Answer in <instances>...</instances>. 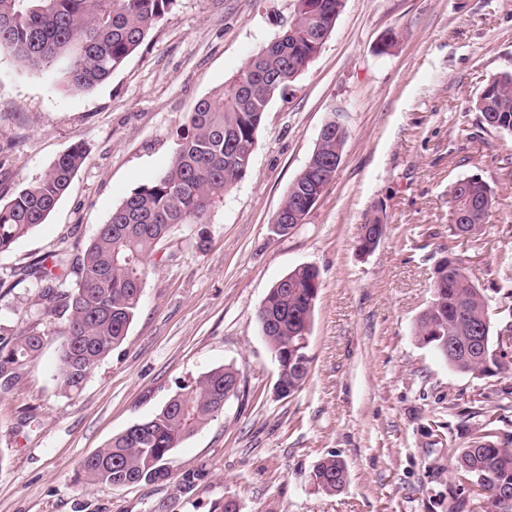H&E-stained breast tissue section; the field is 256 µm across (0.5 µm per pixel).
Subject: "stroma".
Masks as SVG:
<instances>
[{"mask_svg": "<svg viewBox=\"0 0 512 512\" xmlns=\"http://www.w3.org/2000/svg\"><path fill=\"white\" fill-rule=\"evenodd\" d=\"M296 0H173L163 21L90 91L0 51V202L44 176L72 146L86 150L44 224L0 256V334L43 316L19 268L84 247L113 207L169 166L177 127L250 56L280 35ZM512 73V0H343L309 67L268 105L246 176L210 214L172 235L149 262L124 342L82 388L56 381L55 341L0 395V512H448L455 460L482 414L512 435V370L475 377L414 335L433 268L453 248L500 322L512 318V137L473 103L489 78ZM346 138L333 181L304 223L272 221L312 156L324 124ZM479 177L497 203L480 247L453 234L448 190ZM379 245L362 253V226ZM300 265L321 288L310 370L294 395L275 393L278 366L256 311ZM233 366L237 396L175 448L170 478L90 485L82 460L156 413L204 372ZM446 425L443 443L428 435ZM337 456L348 481L317 489L313 467ZM192 473V491L179 483Z\"/></svg>", "mask_w": 512, "mask_h": 512, "instance_id": "1", "label": "stroma"}]
</instances>
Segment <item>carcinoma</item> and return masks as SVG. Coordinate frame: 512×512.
Listing matches in <instances>:
<instances>
[{
    "label": "carcinoma",
    "mask_w": 512,
    "mask_h": 512,
    "mask_svg": "<svg viewBox=\"0 0 512 512\" xmlns=\"http://www.w3.org/2000/svg\"><path fill=\"white\" fill-rule=\"evenodd\" d=\"M294 23L252 55L216 94L200 100L177 128V148L168 169L112 209L108 221L75 254L55 253L20 268V281L37 289L47 320L31 323L17 336H0V391H10L21 370L58 337L56 380L75 392L90 372L123 343L141 301L146 262L180 224H205L210 212L248 172L250 149L271 101L313 62L326 32L333 30L342 0H302ZM172 0H0V49L20 64L58 67L69 89L91 90L106 81L160 23ZM489 127L512 134V74L493 77L475 102ZM345 135L319 140L308 164L291 183L274 231L293 225L283 216L302 208L310 189L321 194L330 183ZM84 159L80 145L61 155L36 183L0 203V256L44 223ZM455 229L474 246L495 207L490 187L477 177L457 180L450 190ZM433 296L418 317L414 336L460 373L487 375L512 367L493 336H501L480 289L461 273L457 258L444 255L433 269ZM321 287L311 265L275 283L259 305L258 323L278 365L276 384L286 396L308 377L309 335ZM238 370L213 368L189 389L172 396L154 415L112 437L86 458L82 470L93 485L150 484L169 477L173 449L222 413L239 387ZM462 497L448 512H512L500 493H512V439L501 437L487 415L470 445L456 457ZM344 462L319 461L310 481L334 494L346 484Z\"/></svg>",
    "instance_id": "1"
}]
</instances>
